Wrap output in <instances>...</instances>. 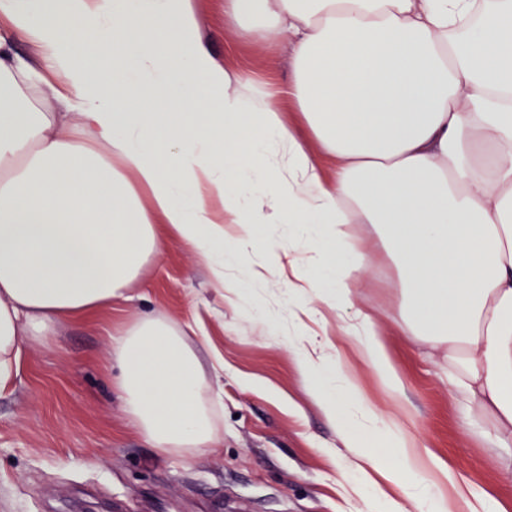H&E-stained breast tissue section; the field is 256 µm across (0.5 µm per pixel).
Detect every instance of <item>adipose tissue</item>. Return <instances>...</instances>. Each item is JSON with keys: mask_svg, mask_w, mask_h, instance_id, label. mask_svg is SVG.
<instances>
[{"mask_svg": "<svg viewBox=\"0 0 512 512\" xmlns=\"http://www.w3.org/2000/svg\"><path fill=\"white\" fill-rule=\"evenodd\" d=\"M224 25L291 45L287 95L216 58L199 0H0V394L26 340L130 297L177 244L227 303L283 330L350 467L387 440L395 512H450L410 475L404 424L333 343L398 389L393 322L444 351L448 384L512 483V0H223ZM27 45L24 57L18 44ZM297 120H289V112ZM391 255L400 298L360 309L351 225ZM112 386L153 448L214 447L207 370L172 321L108 341Z\"/></svg>", "mask_w": 512, "mask_h": 512, "instance_id": "ef3b65f1", "label": "adipose tissue"}]
</instances>
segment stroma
<instances>
[{
	"instance_id": "1",
	"label": "stroma",
	"mask_w": 512,
	"mask_h": 512,
	"mask_svg": "<svg viewBox=\"0 0 512 512\" xmlns=\"http://www.w3.org/2000/svg\"><path fill=\"white\" fill-rule=\"evenodd\" d=\"M201 7L217 58L274 85L288 83L287 44L258 47L225 30L218 0ZM353 231L366 255L357 303L383 315L397 301L392 263L369 225ZM145 311L195 324L205 339L202 362L211 352L223 355L224 374L212 383L224 405L219 447L191 457L160 453L121 408L105 329ZM383 334L401 385L389 390L364 370L365 397L418 427L416 454L444 494L470 483L454 512H512V484L452 396L441 353L388 321ZM338 445L284 338L217 297L206 266L173 245L147 264L132 300L28 343L21 382L0 397V512H393L401 481L373 492L333 455Z\"/></svg>"
}]
</instances>
